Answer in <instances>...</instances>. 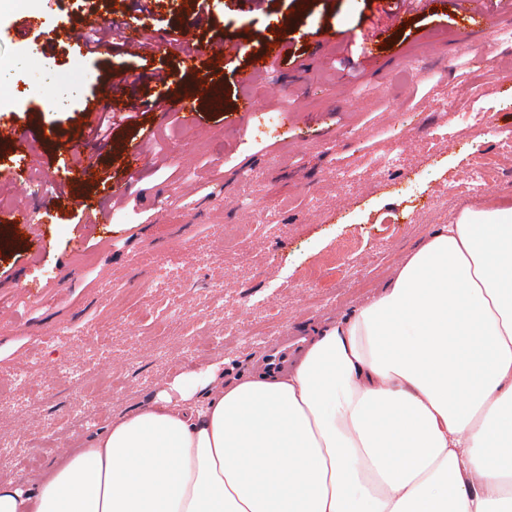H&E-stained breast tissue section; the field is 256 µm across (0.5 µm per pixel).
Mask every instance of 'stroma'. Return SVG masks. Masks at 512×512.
I'll return each instance as SVG.
<instances>
[{"label":"stroma","instance_id":"1","mask_svg":"<svg viewBox=\"0 0 512 512\" xmlns=\"http://www.w3.org/2000/svg\"><path fill=\"white\" fill-rule=\"evenodd\" d=\"M129 2L0 0V126L35 135L27 153L0 142V203L15 202L4 177L15 169L29 174L33 200L52 199L0 239V305L17 314L0 321V381L31 377L0 401V482L41 475L179 376L214 364L228 380L254 370L278 336H309L381 293L434 225L467 208L512 207V160L498 147L512 140L508 7L495 6L467 42L455 0L409 7L395 28L385 23L390 0H207L210 26L192 25L195 0H151L141 13ZM94 13L201 45L220 32L244 49L189 71L169 48L85 57L56 40L73 16ZM28 18L38 28L17 37ZM325 31L339 38L309 67ZM270 40L288 49L271 72L283 93L241 120L238 74ZM303 64L304 89L292 80ZM158 70L170 73L175 97L202 82L223 88V111L198 105L205 133L139 112L116 120L106 140L86 135V108L119 110L129 90L152 100ZM104 82L113 103L95 96ZM141 141L152 162L134 179L125 157ZM87 161L98 180H70ZM487 166L496 181L485 193L471 177ZM119 184L134 207L110 202ZM108 205L113 224L88 223ZM78 233L92 264L72 251ZM35 235L45 242L38 252ZM174 303L181 317H170ZM67 371L82 375L85 394ZM89 399L97 416L73 431Z\"/></svg>","mask_w":512,"mask_h":512}]
</instances>
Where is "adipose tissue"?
Wrapping results in <instances>:
<instances>
[{
	"mask_svg": "<svg viewBox=\"0 0 512 512\" xmlns=\"http://www.w3.org/2000/svg\"><path fill=\"white\" fill-rule=\"evenodd\" d=\"M0 512H512V208L436 225L292 369L174 381Z\"/></svg>",
	"mask_w": 512,
	"mask_h": 512,
	"instance_id": "adipose-tissue-1",
	"label": "adipose tissue"
}]
</instances>
